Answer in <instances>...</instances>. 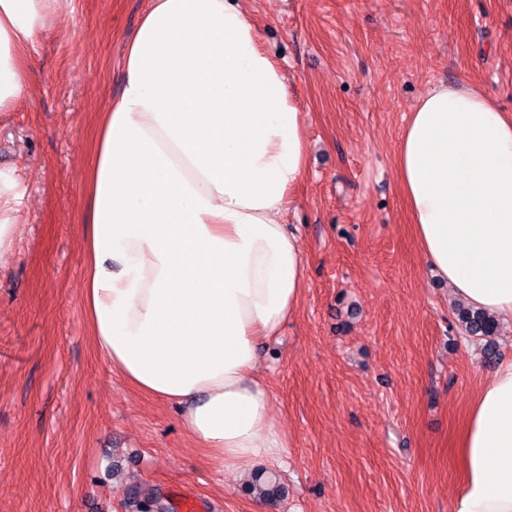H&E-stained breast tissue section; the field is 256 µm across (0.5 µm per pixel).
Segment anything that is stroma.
<instances>
[{
    "label": "stroma",
    "mask_w": 512,
    "mask_h": 512,
    "mask_svg": "<svg viewBox=\"0 0 512 512\" xmlns=\"http://www.w3.org/2000/svg\"><path fill=\"white\" fill-rule=\"evenodd\" d=\"M305 114L307 172L286 222L306 288L258 370L289 446L269 503L216 472L176 406L112 372L83 302L84 169L117 98L146 0H66L0 114V171L24 188L0 254V512H451L455 432L497 361L465 337L429 272L396 179V145L428 89L470 80L512 113V0H241Z\"/></svg>",
    "instance_id": "1"
}]
</instances>
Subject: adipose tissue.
Returning a JSON list of instances; mask_svg holds the SVG:
<instances>
[{
	"label": "adipose tissue",
	"instance_id": "obj_1",
	"mask_svg": "<svg viewBox=\"0 0 512 512\" xmlns=\"http://www.w3.org/2000/svg\"><path fill=\"white\" fill-rule=\"evenodd\" d=\"M61 0H0V112L27 92ZM86 172L83 306L130 386L177 406L215 469L277 462L288 438L257 373L296 312L306 258L283 222L307 164L285 68L239 0H149ZM396 177L424 262L455 296L512 321V113L479 85L433 87L401 133ZM22 193L0 172V251ZM452 512H512V360L456 439Z\"/></svg>",
	"mask_w": 512,
	"mask_h": 512
}]
</instances>
